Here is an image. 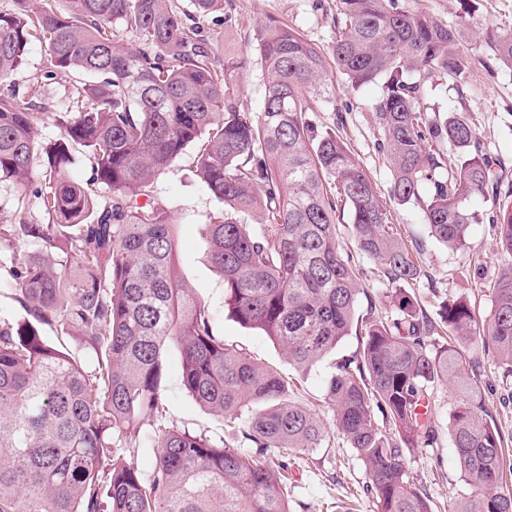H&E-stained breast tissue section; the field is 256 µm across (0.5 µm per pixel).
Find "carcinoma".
Returning a JSON list of instances; mask_svg holds the SVG:
<instances>
[{
	"instance_id": "1",
	"label": "carcinoma",
	"mask_w": 512,
	"mask_h": 512,
	"mask_svg": "<svg viewBox=\"0 0 512 512\" xmlns=\"http://www.w3.org/2000/svg\"><path fill=\"white\" fill-rule=\"evenodd\" d=\"M16 2L0 12V78L23 64L35 38L48 56L45 79L71 70L88 80L73 86L77 109L42 149L30 112L41 84L0 86V186H29L40 160L41 186L19 202L48 217L0 224V245H41L8 270L21 313L0 314V512H294L288 458L320 447L327 426L288 398L275 370L214 333L176 269L172 224L154 188L189 146L196 175L223 204L200 230L230 316L301 368L361 334L358 354L336 362L326 399L333 427L366 467L376 512H434L405 454L436 441L425 408L442 379L457 392L448 431L475 489L454 512H512L509 449L467 349L481 343L512 374V265L496 276L485 317L456 299L436 322L400 289L421 267L392 224L394 207L413 202L430 237L464 248L483 219L468 208L480 194L512 258V185L502 189L497 160L467 116L429 104L435 76L457 91L465 82L470 51L457 28L408 0H336L327 52L270 18L255 33L266 90L251 112L239 85L247 60L203 34L224 0H64L59 10ZM483 48L512 70V27L486 29ZM338 74L353 90L381 84L372 111L391 173L384 195L336 128L313 123ZM82 158L91 167L84 181L71 174ZM102 185L111 195L100 204ZM344 219L356 250L392 287L391 319L358 314L368 288L337 241ZM46 328L78 338L93 363L47 344ZM443 330L448 341L430 348ZM172 344L185 389L252 447L167 419ZM144 418L157 447L148 479L132 461Z\"/></svg>"
}]
</instances>
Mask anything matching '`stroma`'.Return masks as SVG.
I'll return each mask as SVG.
<instances>
[{
  "label": "stroma",
  "mask_w": 512,
  "mask_h": 512,
  "mask_svg": "<svg viewBox=\"0 0 512 512\" xmlns=\"http://www.w3.org/2000/svg\"><path fill=\"white\" fill-rule=\"evenodd\" d=\"M336 0H224L228 23H206L210 39L224 51L246 53L260 21L278 18L323 47L332 44L331 15ZM478 26L461 28L460 37L472 46L483 36L487 25L512 27V0H476ZM48 64L44 45L32 41L21 68L8 79L20 87L42 82L41 96L34 109V135L46 144L60 135L59 119L74 111L70 89L80 76L61 73L50 82L42 76ZM336 95L323 102L318 121L335 125L348 143L358 163L380 188H387L390 171L384 156L376 148V126L372 104L379 85L369 84L355 92L347 91L342 77H335ZM436 107L466 112L487 152L501 160L503 175L512 181V71L488 69L482 54L472 55L468 83L463 94L438 89ZM192 152H185L156 183V197L168 211L178 242L177 262L197 297L208 307L214 330L226 342L248 348L261 365L276 370L288 387L292 400L315 408L322 418H330L325 402V384L341 358L355 355L361 338L346 336L335 352L309 369L291 364L284 351L259 330L240 325L224 307V282L213 266L208 248L198 234V226L219 203L198 182L192 172ZM471 209L484 219L472 225L468 244L462 249L445 247L429 237L423 213L417 205L395 207L393 218L404 240L420 245L422 269L418 280L406 283V291L424 307L429 316H437L442 301L466 298L477 315L491 308L493 292L489 281L502 267L512 263L499 247L498 226L489 219L491 204L484 197L472 198ZM470 354L480 364L486 402L508 442L512 443V374L507 373L492 352L473 346ZM165 402L168 418L194 432L223 436L233 447L244 446L240 433L226 429L222 417L203 409L185 390L181 381V361L177 349L166 357ZM456 403V394L445 381L436 382L431 395L432 420L437 439L433 447L408 452L406 465L417 485L433 503L435 512H450L474 494L465 481L455 458L448 417ZM288 482L295 488L298 505L295 512H375L374 500L366 492L368 472L353 449L347 448L336 433H329L322 447L288 462Z\"/></svg>",
  "instance_id": "35a3bbf8"
}]
</instances>
